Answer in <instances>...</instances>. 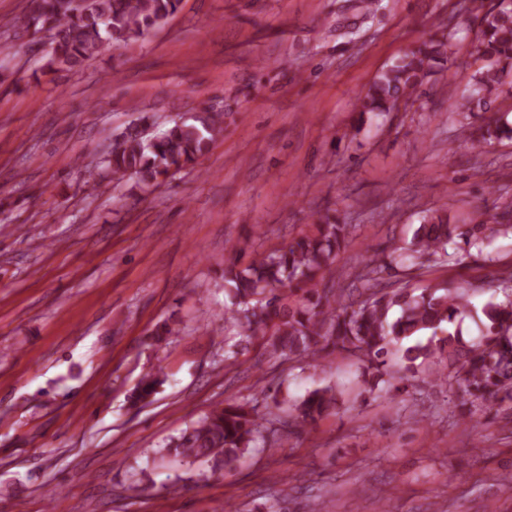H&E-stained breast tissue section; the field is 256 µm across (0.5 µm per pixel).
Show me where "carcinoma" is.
I'll return each mask as SVG.
<instances>
[{
    "label": "carcinoma",
    "instance_id": "carcinoma-1",
    "mask_svg": "<svg viewBox=\"0 0 512 512\" xmlns=\"http://www.w3.org/2000/svg\"><path fill=\"white\" fill-rule=\"evenodd\" d=\"M479 19L474 61L480 65L467 77L453 110L470 118L484 112L506 88L512 68V5L471 0ZM180 0H34V5L10 21L15 29L47 32L50 46L46 70H75L95 57L104 40L129 42L146 35L176 12ZM452 57L445 34L405 51L382 69L356 97L359 116L384 117L415 96L432 70ZM152 117L121 132L104 156L112 179H134L131 189L145 191L195 164L224 133V114L202 113L175 120L163 132L146 133ZM471 149L512 140V124L501 115L474 126L462 125ZM482 224L463 231L445 212H428L406 247L365 258L354 281L339 290L323 286L324 275L337 254L353 239V228L334 213L320 215L311 229L279 249L258 252L244 240L237 256L224 264V292L231 306L224 322L241 329L248 344L281 361L316 365L336 351L356 357L368 390L378 386L392 362L398 379L409 382L426 369L432 383L458 395L461 404L481 411L512 410V275L497 279L506 292L481 309L486 332L467 340L457 327L469 308L467 291L442 284L421 291L399 285L430 263L447 261L448 245L460 240L479 247ZM163 370L145 375L134 400L163 384ZM341 392L325 386L308 392L292 405L284 419L273 411L253 416L242 404L227 401L214 407L177 440L167 444L168 456L186 464L212 461L222 467L236 463L253 448L270 447L286 429H304L339 406Z\"/></svg>",
    "mask_w": 512,
    "mask_h": 512
}]
</instances>
